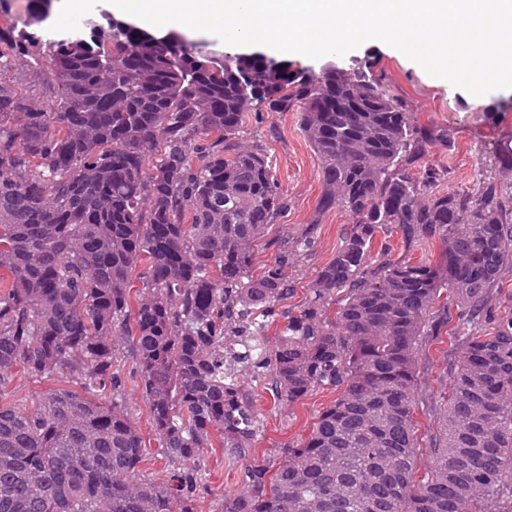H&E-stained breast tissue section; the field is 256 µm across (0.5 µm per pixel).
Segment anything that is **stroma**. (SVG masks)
Returning a JSON list of instances; mask_svg holds the SVG:
<instances>
[{
	"label": "stroma",
	"instance_id": "obj_1",
	"mask_svg": "<svg viewBox=\"0 0 512 512\" xmlns=\"http://www.w3.org/2000/svg\"><path fill=\"white\" fill-rule=\"evenodd\" d=\"M369 57L375 62V72L382 74L390 94L405 105L413 123L449 131L448 146L432 145L424 161L448 169L450 186L475 187L480 175L488 171L502 182L512 184V167L502 168L496 154L501 146L512 147V89L472 98L467 91L428 75L398 50L372 40L350 51L349 55L336 58L335 63L346 66L351 60L363 61ZM245 131V141L261 145L270 157L288 200L287 208L267 229L266 240L282 238L312 222L318 225L314 247L309 252L293 256L288 270L294 291L284 307L296 311L304 304L308 286L319 268L335 254L340 238L349 229L353 218L338 208L318 212L317 202L322 191L321 165L300 131L295 113L263 112L260 117L248 118ZM461 342V337L444 333L427 339L418 351L424 398L423 405L415 411L419 448L417 470L421 473L431 466L427 448L436 433L437 417L443 412L449 395L451 368ZM121 366L126 380L122 407L146 444L139 473L152 480L165 478L170 465L151 430L149 405L140 380L133 373L132 355H125ZM242 380L252 395L259 421L252 451L257 459L275 457L277 449L306 436L319 413L336 398L335 390L320 388L288 406L276 400L269 377L255 378L246 373ZM70 385L69 377L61 374L31 378L20 373L7 388L0 390V399L28 407L49 390ZM200 465L202 484L196 510L214 512L217 501L235 487L239 469L228 464L224 451L218 447L205 449Z\"/></svg>",
	"mask_w": 512,
	"mask_h": 512
}]
</instances>
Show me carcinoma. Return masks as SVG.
<instances>
[{
    "label": "carcinoma",
    "instance_id": "obj_1",
    "mask_svg": "<svg viewBox=\"0 0 512 512\" xmlns=\"http://www.w3.org/2000/svg\"><path fill=\"white\" fill-rule=\"evenodd\" d=\"M50 3L21 23L0 13V267L11 274L0 390L21 370L69 375L82 391L0 403V512H196L214 437L242 462L216 512H512V313L486 304L512 264V184L483 174L473 189H440L448 170L421 159L448 131L413 124L370 60L306 76L257 52L243 84L179 34L110 18L44 42L30 29ZM44 55L50 112L10 74ZM262 103L297 113L323 173L318 211L354 218L296 313L279 309L289 258L317 225L272 243L275 259L252 274L287 207L268 156L241 140ZM380 232L408 250L437 239L440 261L389 248L374 258ZM445 330L465 344L417 480V351ZM120 341L173 467L164 482L139 477L145 443L120 404ZM252 368L290 405L337 392L276 462L249 458L258 420L239 376Z\"/></svg>",
    "mask_w": 512,
    "mask_h": 512
}]
</instances>
